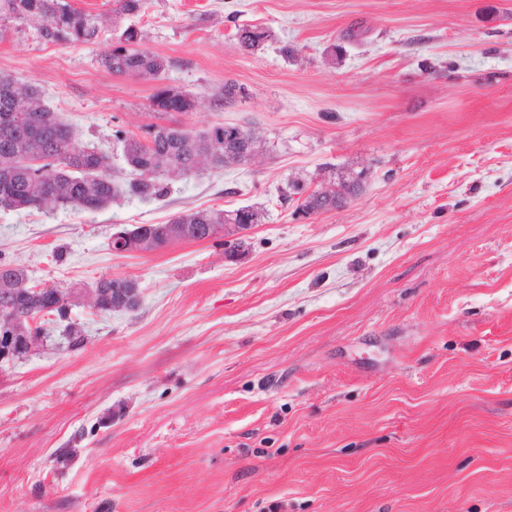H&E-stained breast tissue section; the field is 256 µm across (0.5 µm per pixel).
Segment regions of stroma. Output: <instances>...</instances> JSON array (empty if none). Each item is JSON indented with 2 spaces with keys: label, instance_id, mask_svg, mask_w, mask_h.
Segmentation results:
<instances>
[{
  "label": "stroma",
  "instance_id": "obj_1",
  "mask_svg": "<svg viewBox=\"0 0 512 512\" xmlns=\"http://www.w3.org/2000/svg\"><path fill=\"white\" fill-rule=\"evenodd\" d=\"M106 16L59 46L0 22V74L40 88L126 172L160 87L183 127L250 126L254 161L96 211L0 209V260L73 288L67 321L0 371V512H512V0H70ZM164 58L116 75L125 27ZM268 38L242 50L238 27ZM242 98L216 107L224 82ZM360 176L310 216L289 184ZM257 209L223 240L118 255L112 233ZM139 289L95 312L104 277ZM196 107V96L190 92L167 93L164 87L158 88L150 99V108L160 116L190 112ZM113 281V282H112ZM112 288V299L111 290ZM119 288L123 299L114 296V291ZM89 298L91 305L100 309L102 304H109L112 312L133 310L138 304V289L134 283L123 277H112V279H100L97 283V288H90Z\"/></svg>",
  "mask_w": 512,
  "mask_h": 512
}]
</instances>
